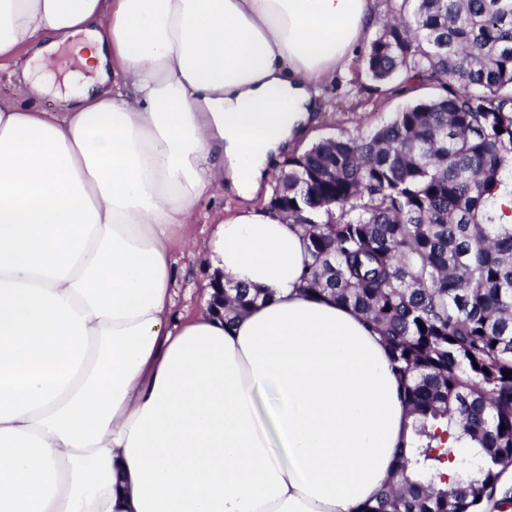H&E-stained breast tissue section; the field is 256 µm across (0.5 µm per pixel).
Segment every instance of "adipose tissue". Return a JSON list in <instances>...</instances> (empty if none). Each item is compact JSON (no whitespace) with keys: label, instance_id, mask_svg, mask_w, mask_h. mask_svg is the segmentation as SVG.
Segmentation results:
<instances>
[{"label":"adipose tissue","instance_id":"adipose-tissue-1","mask_svg":"<svg viewBox=\"0 0 512 512\" xmlns=\"http://www.w3.org/2000/svg\"><path fill=\"white\" fill-rule=\"evenodd\" d=\"M380 16L374 0H0L31 94L0 99V512H356L415 441L380 334L305 292L301 225L239 208L233 323L175 310L174 225L269 192ZM55 84L59 85L62 93L64 92V81L69 78H79L81 81L94 77L81 64L78 56L69 48L63 47L54 66ZM262 296H265V299L267 297L258 288L227 280L221 285V292L214 296L213 302L210 304L219 303L224 310L225 323H231L239 312L253 306Z\"/></svg>","mask_w":512,"mask_h":512}]
</instances>
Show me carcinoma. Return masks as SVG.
Instances as JSON below:
<instances>
[{
    "label": "carcinoma",
    "mask_w": 512,
    "mask_h": 512,
    "mask_svg": "<svg viewBox=\"0 0 512 512\" xmlns=\"http://www.w3.org/2000/svg\"><path fill=\"white\" fill-rule=\"evenodd\" d=\"M363 67L376 91L407 74L435 92L288 157L272 194L304 224V288L363 315L406 380L419 439L362 512H494L512 501V224L493 214L512 171V0H402ZM262 296L225 281L224 322ZM458 428L478 460L463 473Z\"/></svg>",
    "instance_id": "carcinoma-1"
}]
</instances>
